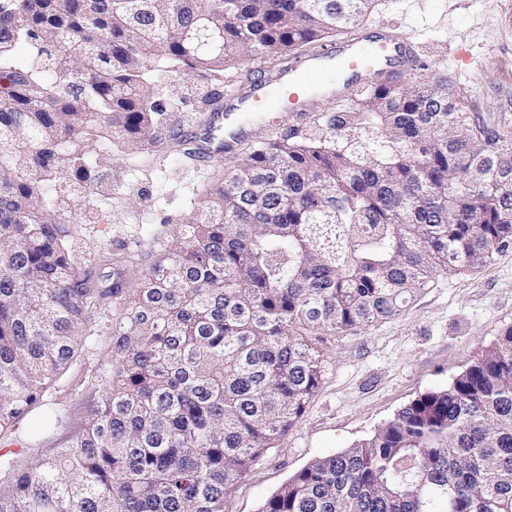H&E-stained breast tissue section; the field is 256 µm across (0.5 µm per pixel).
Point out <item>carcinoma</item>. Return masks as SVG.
<instances>
[{"mask_svg": "<svg viewBox=\"0 0 512 512\" xmlns=\"http://www.w3.org/2000/svg\"><path fill=\"white\" fill-rule=\"evenodd\" d=\"M372 0H0V447L60 412L50 389L112 307L104 396L69 446L4 462L0 512H224L292 427L325 337L393 317L437 271L512 247V131L448 78L367 87L303 133L224 163L137 287L99 285L58 190L98 194L88 144L176 124L156 72L275 66L358 27ZM110 46L99 42L101 32ZM20 45L26 60H15ZM261 512H512V326L445 389L317 458Z\"/></svg>", "mask_w": 512, "mask_h": 512, "instance_id": "carcinoma-1", "label": "carcinoma"}]
</instances>
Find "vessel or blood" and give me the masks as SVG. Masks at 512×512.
I'll return each mask as SVG.
<instances>
[{
	"label": "vessel or blood",
	"instance_id": "obj_1",
	"mask_svg": "<svg viewBox=\"0 0 512 512\" xmlns=\"http://www.w3.org/2000/svg\"><path fill=\"white\" fill-rule=\"evenodd\" d=\"M416 65L413 48L389 33L360 36L333 48H315L283 71L261 72L227 93L224 109L213 113L211 123L214 129H223V144L232 147L252 134L251 128L239 123L238 109L277 119L288 114L301 124L316 112L320 98H341L343 77L369 87L390 82Z\"/></svg>",
	"mask_w": 512,
	"mask_h": 512
}]
</instances>
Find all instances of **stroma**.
Instances as JSON below:
<instances>
[{
	"label": "stroma",
	"mask_w": 512,
	"mask_h": 512,
	"mask_svg": "<svg viewBox=\"0 0 512 512\" xmlns=\"http://www.w3.org/2000/svg\"><path fill=\"white\" fill-rule=\"evenodd\" d=\"M363 31H393L419 48L420 64L400 77L411 84L447 76L452 91L464 93L480 110L512 126V0H376ZM259 61L228 68L222 80L194 74L163 84L160 99L178 107L184 132L201 131L224 94L258 72ZM224 156L203 162L183 156L177 140L135 153H112L98 169L112 184L109 218L79 225L84 250L107 240L134 258L127 275L138 280L158 257L160 245L175 239ZM112 312L91 320L92 342L80 346L51 394L66 411L54 433H43L33 411L19 423L31 440L20 455L24 466L70 442L100 401L98 368L112 358ZM512 325V248L488 266L461 273L440 272L399 315L328 338V369L303 415L275 448L238 482L224 500V512H260L263 503L312 460L370 438L422 393L443 389Z\"/></svg>",
	"instance_id": "obj_1"
}]
</instances>
